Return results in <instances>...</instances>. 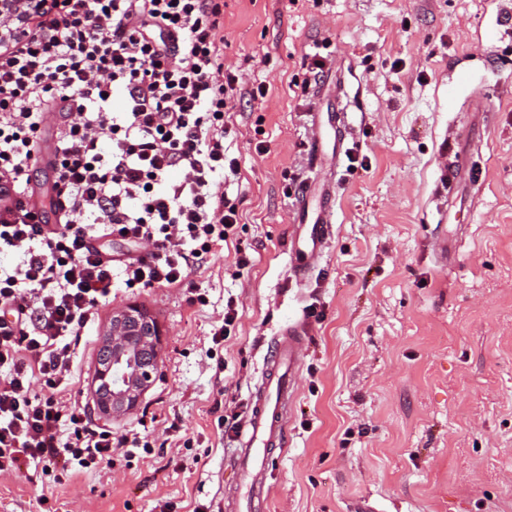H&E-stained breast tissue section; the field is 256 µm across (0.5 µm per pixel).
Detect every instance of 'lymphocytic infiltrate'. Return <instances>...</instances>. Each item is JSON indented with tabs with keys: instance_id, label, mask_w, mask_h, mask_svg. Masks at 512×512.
<instances>
[{
	"instance_id": "obj_1",
	"label": "lymphocytic infiltrate",
	"mask_w": 512,
	"mask_h": 512,
	"mask_svg": "<svg viewBox=\"0 0 512 512\" xmlns=\"http://www.w3.org/2000/svg\"><path fill=\"white\" fill-rule=\"evenodd\" d=\"M220 16L219 0H49L0 50V196L25 193L49 115H72L50 162L57 227L20 206L0 219V249L18 257L0 265V473L27 461L111 467L124 440L65 408L64 337L85 327L114 276L178 286L234 233L221 183L238 165L224 153V116L241 88L224 70ZM117 94L119 114L108 110ZM107 236L136 251L121 271L91 243ZM38 382L48 394L33 393Z\"/></svg>"
}]
</instances>
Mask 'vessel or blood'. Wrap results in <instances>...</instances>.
I'll return each mask as SVG.
<instances>
[{
	"label": "vessel or blood",
	"mask_w": 512,
	"mask_h": 512,
	"mask_svg": "<svg viewBox=\"0 0 512 512\" xmlns=\"http://www.w3.org/2000/svg\"><path fill=\"white\" fill-rule=\"evenodd\" d=\"M309 158L315 167L328 166L323 151L326 121L312 112L307 122ZM336 185L332 177L320 182H302L296 194V222L288 241V264L293 276L304 275L333 237V207ZM304 330L292 323L277 335L270 357L271 378L256 392L251 412L243 424L236 449L238 468L249 481L248 494L236 505L248 512L253 494L267 492V477L275 448L284 443L288 403L299 377V358Z\"/></svg>",
	"instance_id": "1"
}]
</instances>
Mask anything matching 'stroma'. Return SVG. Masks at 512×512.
Segmentation results:
<instances>
[{
	"instance_id": "stroma-1",
	"label": "stroma",
	"mask_w": 512,
	"mask_h": 512,
	"mask_svg": "<svg viewBox=\"0 0 512 512\" xmlns=\"http://www.w3.org/2000/svg\"><path fill=\"white\" fill-rule=\"evenodd\" d=\"M224 67L247 93L228 120L239 224L181 287L115 284L70 337V402L91 409L114 308L147 307L159 372L132 413L137 438L111 468L24 464L0 474V512H219L238 482L235 438L267 374L268 348L305 328L262 512H512V0H222ZM343 73L340 98L303 96L311 53ZM264 96H256L257 88ZM344 110L334 237L304 280L288 269L303 114ZM365 158L350 168L348 155ZM475 198L454 213L443 192ZM447 236L441 263L435 239ZM245 267H238L239 258ZM234 301L227 339L212 334Z\"/></svg>"
}]
</instances>
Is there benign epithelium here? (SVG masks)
I'll return each mask as SVG.
<instances>
[{
  "instance_id": "1",
  "label": "benign epithelium",
  "mask_w": 512,
  "mask_h": 512,
  "mask_svg": "<svg viewBox=\"0 0 512 512\" xmlns=\"http://www.w3.org/2000/svg\"><path fill=\"white\" fill-rule=\"evenodd\" d=\"M27 3L36 0H0V41L24 32V27L10 24ZM161 336V327L146 308L130 304L112 310L95 371L94 409L115 417L138 407L159 368Z\"/></svg>"
}]
</instances>
